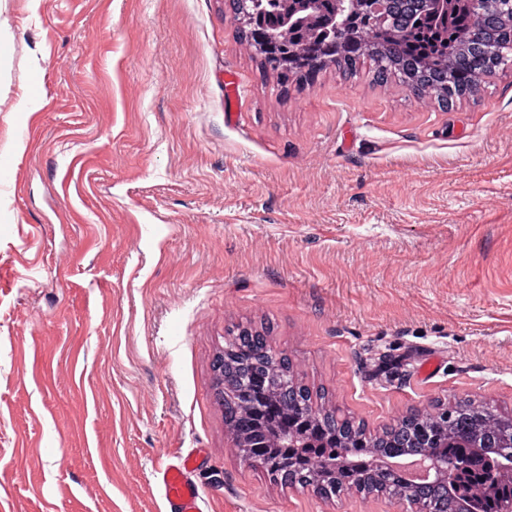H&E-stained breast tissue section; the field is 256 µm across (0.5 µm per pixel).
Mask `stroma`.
I'll return each mask as SVG.
<instances>
[{
	"mask_svg": "<svg viewBox=\"0 0 512 512\" xmlns=\"http://www.w3.org/2000/svg\"><path fill=\"white\" fill-rule=\"evenodd\" d=\"M226 0H0V512L328 502L241 462L212 361L235 325L382 426L512 413V72L443 111L368 66L281 89ZM191 472L189 456L179 458L176 463L162 465L156 471L167 502V512H202L201 495L191 479Z\"/></svg>",
	"mask_w": 512,
	"mask_h": 512,
	"instance_id": "obj_1",
	"label": "stroma"
}]
</instances>
